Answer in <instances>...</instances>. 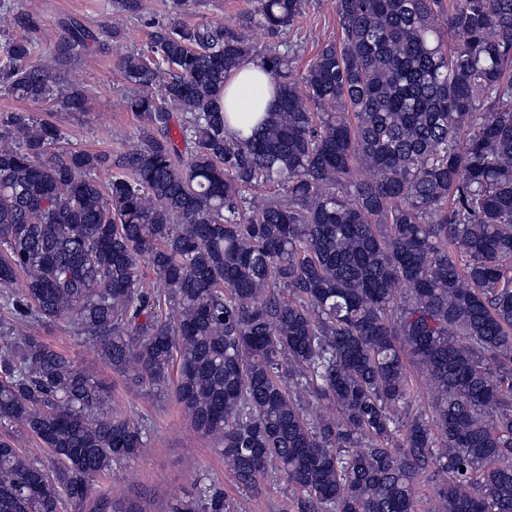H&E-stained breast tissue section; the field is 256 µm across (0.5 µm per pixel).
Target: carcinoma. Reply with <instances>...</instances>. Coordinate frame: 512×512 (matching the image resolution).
Instances as JSON below:
<instances>
[{"label":"carcinoma","instance_id":"1","mask_svg":"<svg viewBox=\"0 0 512 512\" xmlns=\"http://www.w3.org/2000/svg\"><path fill=\"white\" fill-rule=\"evenodd\" d=\"M302 6L155 27L120 59L135 152L61 153L54 123L0 114V284L23 276L4 306L69 319L142 385L178 365L194 428L242 486L280 476L292 512H417L427 471L437 512H512V0H335L340 41L297 78L280 36ZM253 26L275 40L258 57ZM63 29L47 53L25 36L4 47L0 94L86 111L66 67L121 30ZM255 60L276 104L231 137L224 82ZM410 361L429 419L401 412ZM0 425L37 444L0 436V512H144L90 485L148 433L38 336L0 340ZM168 512L228 507L200 484Z\"/></svg>","mask_w":512,"mask_h":512}]
</instances>
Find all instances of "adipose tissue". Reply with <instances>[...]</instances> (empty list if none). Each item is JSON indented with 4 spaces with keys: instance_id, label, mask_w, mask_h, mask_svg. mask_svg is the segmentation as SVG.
<instances>
[{
    "instance_id": "1",
    "label": "adipose tissue",
    "mask_w": 512,
    "mask_h": 512,
    "mask_svg": "<svg viewBox=\"0 0 512 512\" xmlns=\"http://www.w3.org/2000/svg\"><path fill=\"white\" fill-rule=\"evenodd\" d=\"M275 104L261 66L248 64L231 75L224 87V108L228 114L226 131L236 134L248 131L259 117Z\"/></svg>"
}]
</instances>
